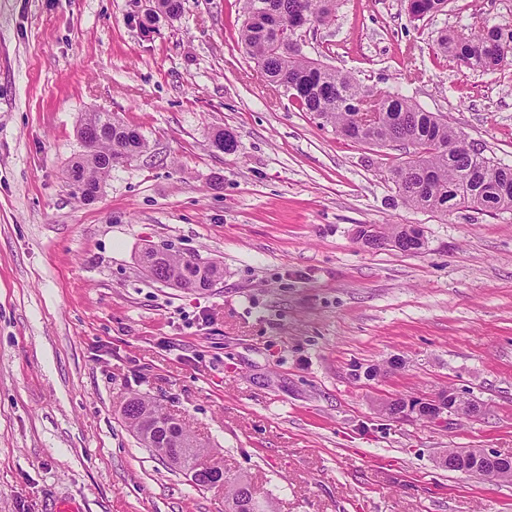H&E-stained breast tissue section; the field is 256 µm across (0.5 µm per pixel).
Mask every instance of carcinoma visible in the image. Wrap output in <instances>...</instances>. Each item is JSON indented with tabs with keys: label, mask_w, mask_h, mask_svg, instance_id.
Segmentation results:
<instances>
[{
	"label": "carcinoma",
	"mask_w": 512,
	"mask_h": 512,
	"mask_svg": "<svg viewBox=\"0 0 512 512\" xmlns=\"http://www.w3.org/2000/svg\"><path fill=\"white\" fill-rule=\"evenodd\" d=\"M341 0H243L244 21L239 41L271 83L294 84L300 89L295 104L329 125L336 133L362 143L354 113L344 108L348 98L375 99L377 121L370 134L384 142L408 149L406 158L390 169L396 192L404 203L447 216L466 207L488 213L512 210V165L483 154L460 131L439 115L422 108L399 92L376 94L348 74L322 65L302 52L300 31L286 22L305 17L318 25L330 23ZM183 0H153L155 17L178 18ZM499 28L473 35L447 32L437 40L438 50L457 64L475 70H494L512 51V44L498 39ZM80 138L93 137L97 149L82 154L68 167V186L83 200L98 197L101 185L118 159L130 160L146 152L148 144L136 130L124 125L110 112H91L79 131ZM214 146L234 153L238 140L226 129L214 137ZM382 238L393 247L416 253L420 245L408 234V226L383 227ZM151 278L187 290H204L223 277L220 264H198L168 252H147L140 257ZM121 416L141 442H146L147 424L168 415L153 401L133 397L121 408ZM185 441L179 449L178 470L187 474L197 469L210 454L190 434L186 424L178 426ZM225 512H274L271 503L260 505L250 482L242 477L224 478Z\"/></svg>",
	"instance_id": "carcinoma-1"
}]
</instances>
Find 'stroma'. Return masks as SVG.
<instances>
[{"label": "stroma", "mask_w": 512, "mask_h": 512, "mask_svg": "<svg viewBox=\"0 0 512 512\" xmlns=\"http://www.w3.org/2000/svg\"><path fill=\"white\" fill-rule=\"evenodd\" d=\"M139 0H0V512H224L123 422L131 395L182 418L275 512H512V482L464 481L451 448L512 456V211L402 203L393 146L344 139L238 45L241 0H184L147 32ZM512 31V0H342L303 51L448 119L512 165V58L473 71L444 31ZM89 112L148 150L96 201L65 185ZM232 130L235 153L212 145ZM417 224V253L360 226ZM219 262L212 288L153 281L147 247ZM404 368L370 380L367 366ZM445 388L446 425L378 405ZM411 402L415 403L416 411L419 406L430 404L434 412L433 421L437 424L446 423L448 415L472 418L482 412V405L479 401L476 399H463L453 390H446L444 393L438 392L428 398L408 400V403Z\"/></svg>", "instance_id": "1"}]
</instances>
